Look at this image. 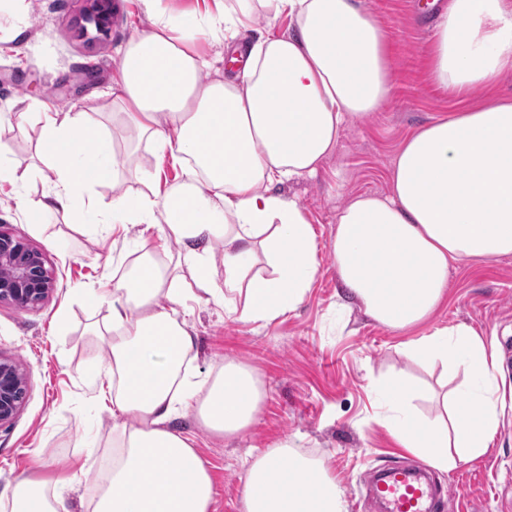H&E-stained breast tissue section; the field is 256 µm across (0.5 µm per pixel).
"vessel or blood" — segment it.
Returning a JSON list of instances; mask_svg holds the SVG:
<instances>
[{
  "instance_id": "1",
  "label": "vessel or blood",
  "mask_w": 512,
  "mask_h": 512,
  "mask_svg": "<svg viewBox=\"0 0 512 512\" xmlns=\"http://www.w3.org/2000/svg\"><path fill=\"white\" fill-rule=\"evenodd\" d=\"M370 495L384 512H439L443 505L421 466L381 467L370 485Z\"/></svg>"
}]
</instances>
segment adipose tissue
I'll use <instances>...</instances> for the list:
<instances>
[{"instance_id":"obj_1","label":"adipose tissue","mask_w":512,"mask_h":512,"mask_svg":"<svg viewBox=\"0 0 512 512\" xmlns=\"http://www.w3.org/2000/svg\"><path fill=\"white\" fill-rule=\"evenodd\" d=\"M150 29L123 49L113 118L147 145L141 192L112 198L106 224H143L177 253L145 252L131 276L114 279L104 324L90 333L110 361L96 400L109 406L111 450L88 493L90 512H212L213 482L189 437L171 421L194 407L211 434L231 438L256 419L262 390L245 366L217 374L186 369L194 348L188 300L216 301L238 320L264 325L295 311L320 273L319 250L302 207L278 192L317 175L343 127L390 93L382 26L361 0H234L192 25L140 0ZM287 17V34L259 35L239 80L203 81L201 38L232 43L257 15ZM512 69V0H448L436 25L431 78L459 93L497 83ZM39 152L53 188L33 212L69 208L111 174L117 142L88 113L59 114L36 100ZM89 140L93 152L79 143ZM187 179L161 188L164 162ZM388 195L362 194L340 212L331 241L341 297L372 321L409 330L448 296L460 262L512 255V101L490 99L427 124L403 143ZM223 276H216V266ZM410 355L464 371L455 396L398 376L375 384L385 424L411 453L445 471L482 456L500 420L493 353L458 323L408 342ZM439 414L422 420L417 400ZM63 485L18 478L7 512H67ZM243 512H348L334 477L286 442L247 461Z\"/></svg>"}]
</instances>
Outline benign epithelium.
Wrapping results in <instances>:
<instances>
[{"mask_svg":"<svg viewBox=\"0 0 512 512\" xmlns=\"http://www.w3.org/2000/svg\"><path fill=\"white\" fill-rule=\"evenodd\" d=\"M85 23L105 33L112 23V0H89ZM0 265L13 269L9 278L0 279V302L9 301L19 309L35 308L54 288V278L45 267L42 254L23 238L0 230ZM24 378L16 364L0 358V427L17 415L19 391Z\"/></svg>","mask_w":512,"mask_h":512,"instance_id":"7a95c632","label":"benign epithelium"}]
</instances>
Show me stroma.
Segmentation results:
<instances>
[{"label": "stroma", "instance_id": "1", "mask_svg": "<svg viewBox=\"0 0 512 512\" xmlns=\"http://www.w3.org/2000/svg\"><path fill=\"white\" fill-rule=\"evenodd\" d=\"M28 2L17 31L10 0H0V113L9 117L0 124V142L9 148L5 165L15 172L14 181H0V229L42 253L56 289L32 309L0 303V357L17 362L25 377L19 413L0 426L2 497L22 474L60 480L82 467L94 479L113 423L94 399L109 353L87 327L104 320L110 304L94 291L122 274L125 256L157 241L156 232L137 224H100L60 209L38 218L27 208L28 199L48 193L53 178L36 154L40 126L31 102L49 98L58 112L75 107L111 125L121 51L151 19L139 0H118L109 34L92 41L76 27L83 0ZM434 2L363 0L387 32L390 96L377 112L342 129L317 176L281 187L302 206L319 245L321 272L304 302L263 326L229 317L214 302L193 306L195 370L204 374L235 361L253 371L264 393L256 421L230 439L207 432L190 408L171 423L191 438L210 471L213 512H241L245 459L285 441L323 460L349 512H372L367 473L413 455L384 426L371 386L398 373L413 383H437L441 365L412 359L403 345L459 322L491 346L505 409L484 455L432 476L448 492L443 512H512V256L453 266L446 300L408 331L339 305L331 240L340 210L355 196L389 192L395 157L420 127L492 98L512 100V72L464 96L431 82Z\"/></svg>", "mask_w": 512, "mask_h": 512}]
</instances>
